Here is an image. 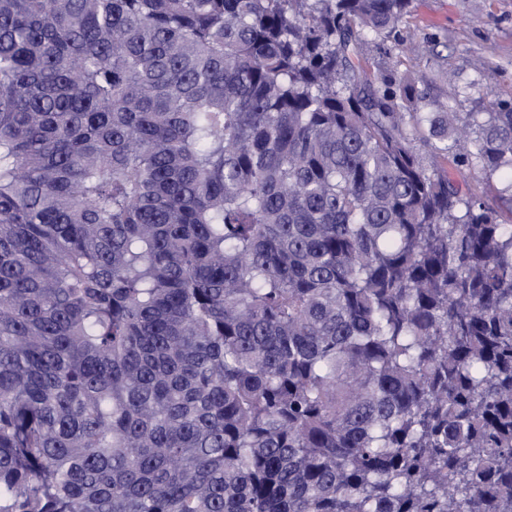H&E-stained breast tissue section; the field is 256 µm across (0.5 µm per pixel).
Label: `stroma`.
<instances>
[{"mask_svg":"<svg viewBox=\"0 0 512 512\" xmlns=\"http://www.w3.org/2000/svg\"><path fill=\"white\" fill-rule=\"evenodd\" d=\"M418 48L401 54L368 49L371 69L401 76L417 71L431 93L461 112L484 111L486 101L469 85L477 79L512 98V0H412L401 28Z\"/></svg>","mask_w":512,"mask_h":512,"instance_id":"stroma-1","label":"stroma"}]
</instances>
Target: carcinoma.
<instances>
[{
	"label": "carcinoma",
	"instance_id": "1",
	"mask_svg": "<svg viewBox=\"0 0 512 512\" xmlns=\"http://www.w3.org/2000/svg\"><path fill=\"white\" fill-rule=\"evenodd\" d=\"M411 0H0V512H512V102L373 71ZM449 173L452 178L460 183L463 190H470L471 192L478 194L489 204H499L495 187L501 186L495 178L492 181L494 187H488L484 176L477 168H463L461 171L449 168Z\"/></svg>",
	"mask_w": 512,
	"mask_h": 512
}]
</instances>
